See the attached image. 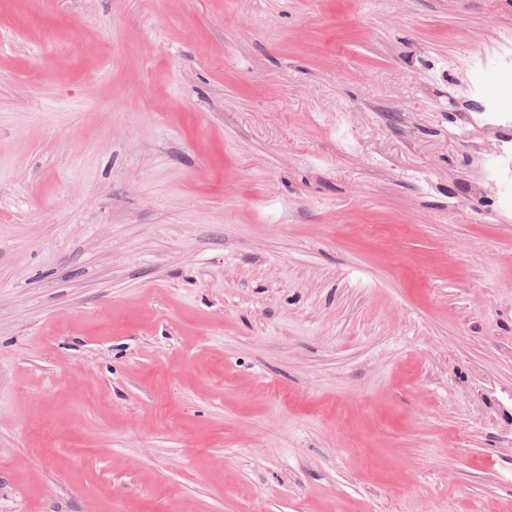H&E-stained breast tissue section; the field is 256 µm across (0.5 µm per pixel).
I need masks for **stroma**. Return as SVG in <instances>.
I'll return each mask as SVG.
<instances>
[{
	"label": "stroma",
	"instance_id": "obj_1",
	"mask_svg": "<svg viewBox=\"0 0 512 512\" xmlns=\"http://www.w3.org/2000/svg\"><path fill=\"white\" fill-rule=\"evenodd\" d=\"M512 0H0V512H512Z\"/></svg>",
	"mask_w": 512,
	"mask_h": 512
}]
</instances>
